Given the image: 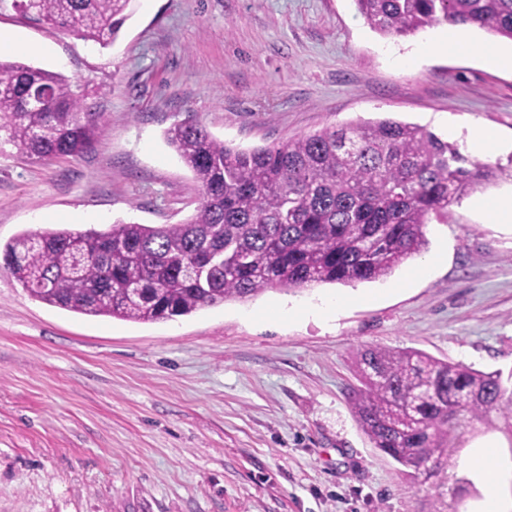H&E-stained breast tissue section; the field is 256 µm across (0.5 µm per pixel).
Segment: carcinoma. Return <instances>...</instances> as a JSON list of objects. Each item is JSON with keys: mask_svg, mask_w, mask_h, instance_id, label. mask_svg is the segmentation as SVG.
I'll list each match as a JSON object with an SVG mask.
<instances>
[{"mask_svg": "<svg viewBox=\"0 0 512 512\" xmlns=\"http://www.w3.org/2000/svg\"><path fill=\"white\" fill-rule=\"evenodd\" d=\"M133 0H14V7L101 47ZM382 36L448 24L512 41V0H354ZM85 86L40 67L0 60V153L74 157L103 136ZM165 138L201 187L180 224L119 222L108 232H23L0 245L3 269L34 299L86 316L159 322L278 288L375 282L427 246L431 219L498 180L506 168L461 152L419 125L382 119L326 127L238 150L201 124ZM358 423L402 472L435 468L460 419L512 420V387L418 350L365 347L356 355Z\"/></svg>", "mask_w": 512, "mask_h": 512, "instance_id": "cac0c4a2", "label": "carcinoma"}]
</instances>
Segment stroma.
<instances>
[{"mask_svg": "<svg viewBox=\"0 0 512 512\" xmlns=\"http://www.w3.org/2000/svg\"><path fill=\"white\" fill-rule=\"evenodd\" d=\"M0 27L23 38L11 59L86 84L107 120L77 157L0 155L1 245L184 221L201 190L165 132L187 120L240 150L384 118L512 141V71L416 55L442 27L385 37L353 0H134L104 48L12 0ZM472 200L427 225L422 256L386 280L269 290L172 321L52 307L0 269V512H481L485 478L467 465L480 450L512 512L502 416L462 423L442 464L409 476L349 399L364 345L512 373V232ZM329 297L333 320L309 315ZM281 306L296 316L273 318Z\"/></svg>", "mask_w": 512, "mask_h": 512, "instance_id": "stroma-1", "label": "stroma"}]
</instances>
